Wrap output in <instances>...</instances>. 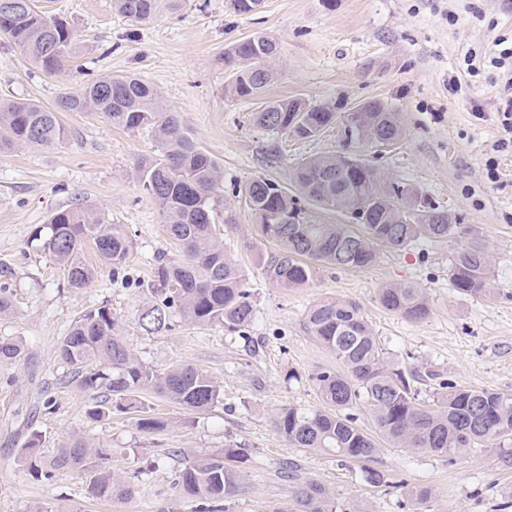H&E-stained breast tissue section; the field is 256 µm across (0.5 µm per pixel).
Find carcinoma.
Wrapping results in <instances>:
<instances>
[{
    "label": "carcinoma",
    "instance_id": "1",
    "mask_svg": "<svg viewBox=\"0 0 512 512\" xmlns=\"http://www.w3.org/2000/svg\"><path fill=\"white\" fill-rule=\"evenodd\" d=\"M12 2L15 11L9 16L0 10V34L44 75L62 74L73 53L69 23L37 10L34 0ZM114 5L137 24L152 20L157 12V0H114ZM278 54V44L261 33L233 43L224 51V69L230 73L225 94L262 97L278 79L272 65ZM366 106L371 112L364 122L359 113H348L344 135L364 142L366 133L375 129L394 142L402 137L398 113L378 101ZM61 112H99L118 129L153 131L154 152L137 162L136 179L158 205L164 232L177 254L163 252L155 259L141 328L168 329L178 317L246 334L255 319L248 272L224 250L215 230L217 208L224 200V173L187 131L180 115L168 109L150 81L136 74H102L63 93L53 109L31 101L0 104V153L63 140ZM254 120L261 128L289 130L305 138L334 123L336 112L303 98L278 99L263 102ZM294 179L300 194L326 210L350 215L353 223L318 224L288 188L260 176L249 181L239 193L259 219L253 225L255 235L276 245L270 251L260 247L256 254V266L270 283L302 288L325 264L363 268L376 262L381 247L403 250L421 238H464L466 243L452 257V285L465 296H493L488 245L472 226L458 223L413 189L388 184L371 165L338 154L308 159L295 170ZM29 241L66 268L72 288H84L95 278L96 269L84 256L88 243L112 266V280L128 281L134 243L126 228L78 201L35 226ZM378 301L414 323L426 320L431 312L423 289L411 283L380 288ZM304 328L336 364L309 374L321 406L289 404L274 411L273 428L289 444L343 461H361L374 458L384 443L451 460L477 446L503 448L512 442V393L462 386L438 373L404 370L385 356L357 302L321 299L307 309ZM23 351L20 341L0 337V362L15 360ZM58 355L69 368L67 382L91 395L86 413L95 421L114 409L133 413L137 428L151 434L167 428L168 420L152 414L147 397L155 395L190 411H204L221 397V386L190 363H179L165 373L142 363L106 306L88 310L73 322L59 341ZM427 381L434 382L429 403L419 399L418 390ZM355 409L367 412L373 432L356 425ZM112 457V449L81 437L67 439L50 457L38 455L34 439L19 451L20 462L38 481L50 483L61 472H73L86 479V493L93 499H128L133 488L112 469ZM243 457V449L226 448L222 454L186 462L173 480L176 493L195 502L194 512H229L242 488L243 475L235 463ZM279 474L296 483L289 512H363L354 503L336 505L318 482L299 481L291 462H282Z\"/></svg>",
    "mask_w": 512,
    "mask_h": 512
}]
</instances>
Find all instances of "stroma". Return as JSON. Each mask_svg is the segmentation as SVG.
<instances>
[{
    "mask_svg": "<svg viewBox=\"0 0 512 512\" xmlns=\"http://www.w3.org/2000/svg\"><path fill=\"white\" fill-rule=\"evenodd\" d=\"M34 3L76 29L75 64L45 76L1 37L0 102L50 108L61 93L105 73H135L153 83L224 170V209L235 225L224 228L223 215L215 222L225 249L250 274L256 313L245 340L220 325L178 318L160 332L139 327L148 302L142 285L153 277L155 257L176 251L156 204L134 177L137 161L155 148L151 130L126 132L97 112H64L63 141L0 154V285L14 302L0 316V336L25 347L20 359L0 363V512H194L175 493L176 472L189 458L236 446L247 459L232 512H272L290 500L292 482L277 475L285 461L297 464L301 479L330 488L337 502L369 512H512V456L498 447L450 462L388 446L366 466L395 485L374 487L362 463L290 445L271 425L275 408L319 403L308 376L332 357L305 331L303 318L327 297L359 303L384 352L402 367L512 392V152L495 148L500 87L489 62L496 41L512 42V0H263L250 14L235 12L230 0H159L156 18L141 24L115 11L113 0ZM256 32L279 42L280 77L263 99L227 97L224 50ZM291 97L330 106L342 117L376 100L399 113L405 133L380 149L345 140L337 123L309 138L256 125L263 100ZM342 153L474 227L492 250L494 298L459 294L449 279L455 244L429 240L407 250L380 249L365 268H321L302 288L269 283L255 264L257 218L239 188L258 176L292 187L294 170L307 158ZM492 162L495 182L487 177ZM77 200L109 223L126 225L135 245L127 268L133 286L113 281L110 266L99 265L93 283L70 288L66 269L30 246L36 225ZM389 283L423 288L430 316L412 323L381 307L378 290ZM101 306L118 318L141 362L158 372L182 362L203 369L221 387L219 402L191 413L152 397L169 420L152 434L117 411L101 422L88 419L89 397L63 383L67 367L57 347L80 314ZM35 436L45 456L71 436L115 449L112 466L132 496L89 498L84 478L66 472L49 484L35 480L18 460ZM419 486L432 491L426 502L411 496Z\"/></svg>",
    "mask_w": 512,
    "mask_h": 512,
    "instance_id": "35a3bbf8",
    "label": "stroma"
}]
</instances>
